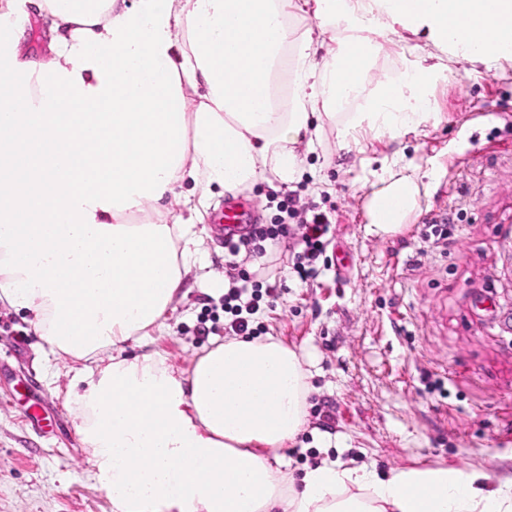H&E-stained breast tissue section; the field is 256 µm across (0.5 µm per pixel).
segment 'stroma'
<instances>
[{
  "instance_id": "1",
  "label": "stroma",
  "mask_w": 512,
  "mask_h": 512,
  "mask_svg": "<svg viewBox=\"0 0 512 512\" xmlns=\"http://www.w3.org/2000/svg\"><path fill=\"white\" fill-rule=\"evenodd\" d=\"M425 39L386 36L373 82L412 67ZM446 72L429 89L432 117L390 139L362 130L339 148L335 131L301 154L294 190L244 191L257 223L273 224L283 200L331 221L329 270L303 284L290 267L297 239L270 246L258 280L283 279L253 325L310 358L308 423L280 451L301 473L323 455L373 465L469 464L512 475V60L474 62L445 51ZM407 165L419 185L399 231L367 229L365 204L380 176ZM326 188L308 190L312 176ZM450 218L448 244L420 237L423 215ZM213 279L191 271L163 327L126 356L162 351L187 369L223 321L198 331L224 294L229 255L206 239ZM30 315L0 306V512H110L71 403L82 362L54 353Z\"/></svg>"
}]
</instances>
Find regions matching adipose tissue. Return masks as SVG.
<instances>
[{
	"label": "adipose tissue",
	"mask_w": 512,
	"mask_h": 512,
	"mask_svg": "<svg viewBox=\"0 0 512 512\" xmlns=\"http://www.w3.org/2000/svg\"><path fill=\"white\" fill-rule=\"evenodd\" d=\"M32 0L51 18L46 51L6 26L0 73V304L28 311L53 350L99 368L75 400L79 433L112 512H512V476L328 458L294 476L271 457L306 424L308 356L276 337L232 336L185 371L158 352L127 357L200 264L196 229L214 193L302 177L301 143L327 126L418 127L442 64L367 89L394 26L474 60L512 48V0ZM316 26L296 27L307 4ZM347 30L326 45L322 34ZM357 67L342 77L348 58ZM364 92L363 111L337 96ZM399 175L366 202L370 230L397 232L416 202ZM36 215L16 230L14 212ZM144 223H134L136 215Z\"/></svg>",
	"instance_id": "adipose-tissue-1"
}]
</instances>
